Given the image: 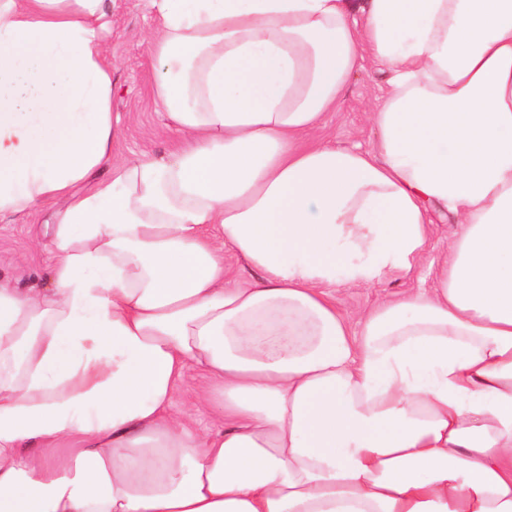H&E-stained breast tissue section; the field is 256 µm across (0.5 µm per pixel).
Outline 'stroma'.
<instances>
[{
	"instance_id": "1",
	"label": "stroma",
	"mask_w": 512,
	"mask_h": 512,
	"mask_svg": "<svg viewBox=\"0 0 512 512\" xmlns=\"http://www.w3.org/2000/svg\"><path fill=\"white\" fill-rule=\"evenodd\" d=\"M112 22L109 47L116 63V94L112 109L121 118L114 146L116 158L147 155L160 158L176 150L179 138L165 113L155 104L152 86L155 72L146 55V40L153 24L148 0H107ZM386 75L372 59L365 57L352 77L340 108L328 113L319 132L322 140L339 148L370 149L375 133L370 112L381 104ZM49 212L40 209L29 214L0 219V276L11 278L21 288L43 286L50 255L38 243ZM428 259L407 276H393L379 285L338 284L336 306L350 323L377 303L402 297L415 288L434 285L431 265L443 262L448 244L459 230L457 216L440 212L433 215ZM203 382L201 372L188 369L175 394L179 411L196 416L202 427L215 429L224 424V410L215 405L201 407L196 392Z\"/></svg>"
}]
</instances>
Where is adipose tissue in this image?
I'll use <instances>...</instances> for the list:
<instances>
[{"instance_id": "ef3b65f1", "label": "adipose tissue", "mask_w": 512, "mask_h": 512, "mask_svg": "<svg viewBox=\"0 0 512 512\" xmlns=\"http://www.w3.org/2000/svg\"><path fill=\"white\" fill-rule=\"evenodd\" d=\"M150 7L181 145L117 161L104 0H0V218L55 208L47 286L0 278V512H512V0ZM364 47L375 145L323 143ZM437 208L434 288L350 326ZM432 234L428 257L408 276H393L380 285H355L349 283L337 284L334 288L336 307L352 324L357 322L362 314L377 303L402 297L413 288H432L434 268L443 262L448 255V243L459 230V218L438 211L433 213ZM224 265L226 267L225 281L244 285L254 279L253 275L243 269L242 262L230 251L224 253ZM203 382L201 372L193 368L188 369L176 388L174 403L179 411L196 416L201 427L215 429L224 425V409L219 405L209 408H202L199 405L196 392Z\"/></svg>"}]
</instances>
